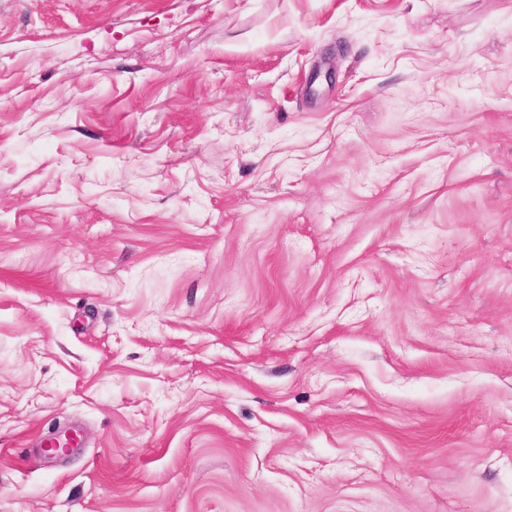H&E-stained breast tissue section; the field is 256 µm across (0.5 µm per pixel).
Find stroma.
<instances>
[{
  "mask_svg": "<svg viewBox=\"0 0 512 512\" xmlns=\"http://www.w3.org/2000/svg\"><path fill=\"white\" fill-rule=\"evenodd\" d=\"M0 512H512V0H0Z\"/></svg>",
  "mask_w": 512,
  "mask_h": 512,
  "instance_id": "stroma-1",
  "label": "stroma"
}]
</instances>
